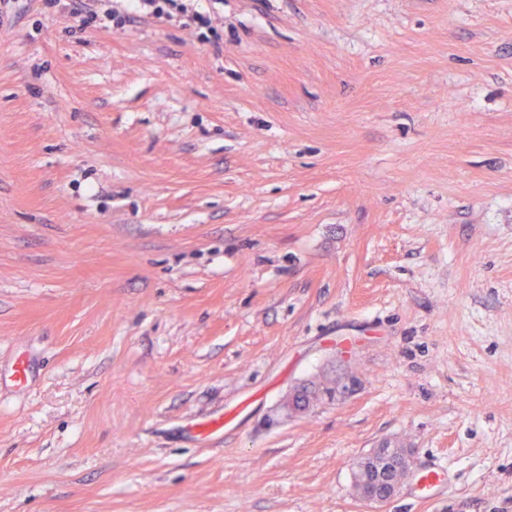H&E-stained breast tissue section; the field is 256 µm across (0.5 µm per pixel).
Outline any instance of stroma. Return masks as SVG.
<instances>
[{
	"label": "stroma",
	"instance_id": "obj_1",
	"mask_svg": "<svg viewBox=\"0 0 512 512\" xmlns=\"http://www.w3.org/2000/svg\"><path fill=\"white\" fill-rule=\"evenodd\" d=\"M68 2L0 22V512H370L386 443L512 512V0ZM108 2H128V7H124L125 22H131L134 20V16L131 15L136 11L138 6L143 8H150L149 14L156 18H167L171 20L174 17V13L184 14L188 11V6L183 1L178 0H121V1H108ZM410 462L407 448H373L353 469V483L359 498L372 508L381 507L396 494Z\"/></svg>",
	"mask_w": 512,
	"mask_h": 512
}]
</instances>
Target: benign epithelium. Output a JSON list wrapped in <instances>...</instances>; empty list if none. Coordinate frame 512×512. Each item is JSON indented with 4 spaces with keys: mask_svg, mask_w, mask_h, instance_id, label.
<instances>
[{
    "mask_svg": "<svg viewBox=\"0 0 512 512\" xmlns=\"http://www.w3.org/2000/svg\"><path fill=\"white\" fill-rule=\"evenodd\" d=\"M411 462L407 448H374L354 466L353 483L359 498L377 509L397 492Z\"/></svg>",
    "mask_w": 512,
    "mask_h": 512,
    "instance_id": "obj_1",
    "label": "benign epithelium"
}]
</instances>
